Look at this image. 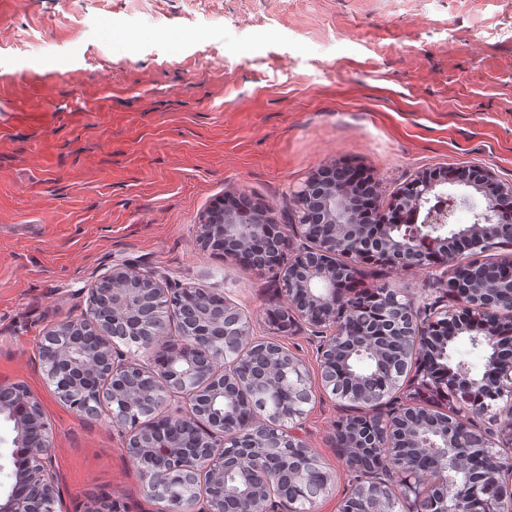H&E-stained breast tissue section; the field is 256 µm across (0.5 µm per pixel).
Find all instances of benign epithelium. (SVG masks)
Masks as SVG:
<instances>
[{
  "mask_svg": "<svg viewBox=\"0 0 512 512\" xmlns=\"http://www.w3.org/2000/svg\"><path fill=\"white\" fill-rule=\"evenodd\" d=\"M356 169L321 170L295 192L297 221L275 224L261 205L246 208L233 196L212 205L201 217L198 242L257 269L279 264L280 250L302 241L295 249L277 285L287 298L279 310L281 333L302 321L321 335V381L336 399L366 409L377 431L362 437L339 433V447L356 444L362 467L358 481L364 512H512V463L498 448L512 447V425L495 433L481 428L470 413L484 414L488 401L512 390V362L491 358L487 368L493 383L443 377L436 381L458 397L466 409L457 415L460 425L453 436L433 426L411 430L413 451L400 464L373 460L384 426L399 414L390 400L401 390V361H389L367 383L354 385L342 351L365 349L377 353L393 338L413 349L433 340H453L463 333L476 337L484 348L505 346L501 312L512 311V296L492 298L477 288L459 287L462 264L448 242L466 237L471 248L488 251L497 244L499 226L512 222V187L500 184L486 167L424 171L393 196L389 220L378 212L377 199L367 206L351 188L358 182ZM478 194L484 206L470 224L447 227L445 212H430L422 224H404L403 211L421 212L430 203L448 209L470 203ZM356 254L390 267L444 268V299L416 305L400 292L376 287L373 320L359 329L345 321L355 301L348 290L353 271L340 273L335 260ZM88 311L76 321L60 324L46 335L42 361L46 381L58 397L79 413L95 418L104 395L112 397V423L127 430L129 454L151 477L148 490L161 497L174 483H194L208 476L212 483L202 498L201 512H224V498L238 501V512H281L290 509L301 489L288 480L309 482L321 470L302 439L283 426L268 428L263 409L244 405L238 395L246 384L269 380L266 359L277 356L298 381L288 384V404L281 418L288 423L304 414L310 394L303 382L301 361L279 343L255 336L247 317L226 304L215 312L213 295L197 288H169L157 274L116 265L90 289ZM176 323L181 343L160 363H131L118 354L119 344L136 343L151 353L166 325ZM252 349L249 360L230 354L237 344ZM197 395L196 411L181 424L158 406ZM0 415L13 422L17 455L15 483L0 493V512H55L57 491L49 478L53 432L41 404L22 385L0 386ZM482 447L488 473L467 475L450 482L448 473L462 471L459 449ZM434 458L429 484L418 473L417 456ZM245 479L228 485L225 476Z\"/></svg>",
  "mask_w": 512,
  "mask_h": 512,
  "instance_id": "7a95c632",
  "label": "benign epithelium"
}]
</instances>
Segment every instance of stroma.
Listing matches in <instances>:
<instances>
[{"label":"stroma","mask_w":512,"mask_h":512,"mask_svg":"<svg viewBox=\"0 0 512 512\" xmlns=\"http://www.w3.org/2000/svg\"><path fill=\"white\" fill-rule=\"evenodd\" d=\"M480 165L512 185V0H0V384L55 434L58 512H167L107 408L88 419L45 380L40 347L113 265L204 288L279 339L311 391L300 435L340 512L353 415L321 383L318 340L279 335L278 268L197 242L245 194L279 223L315 171L361 169L380 207L419 172ZM362 286L441 295L426 270L365 264Z\"/></svg>","instance_id":"35a3bbf8"}]
</instances>
